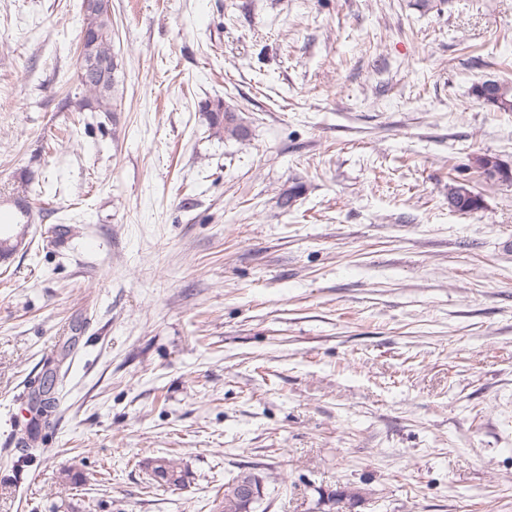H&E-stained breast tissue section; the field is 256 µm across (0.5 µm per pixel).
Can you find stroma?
Listing matches in <instances>:
<instances>
[{
    "instance_id": "1",
    "label": "stroma",
    "mask_w": 512,
    "mask_h": 512,
    "mask_svg": "<svg viewBox=\"0 0 512 512\" xmlns=\"http://www.w3.org/2000/svg\"><path fill=\"white\" fill-rule=\"evenodd\" d=\"M82 4L0 0V218L41 186L0 263V512H213L243 470L256 512H512V184L469 167L512 164L471 91L512 79V0H111L112 112L72 105ZM199 112L207 114L209 125L216 134L243 139L248 136V127L244 118L235 108L226 105L223 100L206 99L198 104ZM498 155L488 152H476L471 155L470 167L488 184H496L499 182L491 181L487 175V167L495 164ZM492 179L506 180L512 178V167L501 161L496 160V167L490 170ZM147 469H151L153 480L160 485L180 486L185 484L187 472L173 458L159 456L146 461Z\"/></svg>"
}]
</instances>
